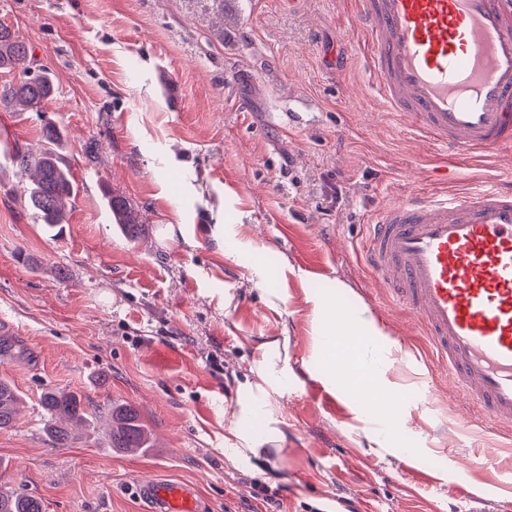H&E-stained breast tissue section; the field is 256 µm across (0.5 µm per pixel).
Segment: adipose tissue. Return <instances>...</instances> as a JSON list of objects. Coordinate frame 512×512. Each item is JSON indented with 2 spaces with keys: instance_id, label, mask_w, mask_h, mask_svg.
Instances as JSON below:
<instances>
[{
  "instance_id": "ef3b65f1",
  "label": "adipose tissue",
  "mask_w": 512,
  "mask_h": 512,
  "mask_svg": "<svg viewBox=\"0 0 512 512\" xmlns=\"http://www.w3.org/2000/svg\"><path fill=\"white\" fill-rule=\"evenodd\" d=\"M310 316L314 333L318 338L319 351L327 359L326 377L335 378V359L338 355L351 357L354 368L349 375L348 383L355 394L373 399L385 397L387 389L382 380L381 367L386 362L387 355L384 350L374 349L373 343L381 340L390 346L394 340L371 312L363 307L340 314L326 299L315 298L311 301ZM340 326L359 336L360 346H351L347 341L338 338L336 329ZM255 369L259 380L257 383L247 384L242 389L239 398L240 409L226 440L232 456L237 458L249 457L259 445L261 436H258L253 426L255 418L260 415L272 417L275 411L273 396L277 392L278 370L263 360L256 363Z\"/></svg>"
}]
</instances>
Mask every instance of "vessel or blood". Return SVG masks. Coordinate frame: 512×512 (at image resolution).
Wrapping results in <instances>:
<instances>
[{
  "label": "vessel or blood",
  "mask_w": 512,
  "mask_h": 512,
  "mask_svg": "<svg viewBox=\"0 0 512 512\" xmlns=\"http://www.w3.org/2000/svg\"><path fill=\"white\" fill-rule=\"evenodd\" d=\"M388 112L453 158L512 147V0H356ZM362 258L424 327L456 393L512 431V185L407 195L367 225ZM150 512H198L189 484L139 482Z\"/></svg>",
  "instance_id": "obj_1"
}]
</instances>
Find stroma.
I'll use <instances>...</instances> for the list:
<instances>
[{
  "label": "stroma",
  "instance_id": "1",
  "mask_svg": "<svg viewBox=\"0 0 512 512\" xmlns=\"http://www.w3.org/2000/svg\"><path fill=\"white\" fill-rule=\"evenodd\" d=\"M0 24L55 87L39 111L0 107V337L15 346L0 378L25 398L0 431L11 487L43 512H144L148 478L195 486L199 512H265L260 484L285 512H512V452L477 447L490 424L451 394L422 328L360 259L383 207L512 182V150L433 180L444 154L387 115L362 54L341 59L353 0H0ZM49 122L78 184L55 228L27 206L12 160L39 152ZM108 193L138 209L137 240ZM340 281L343 306L368 307L396 342L385 377L401 429L360 416L349 386L322 374L309 300ZM263 356L288 365L282 435L236 460L224 437ZM48 389L81 391L98 412L132 405L152 448L115 452L80 428L49 447Z\"/></svg>",
  "mask_w": 512,
  "mask_h": 512
}]
</instances>
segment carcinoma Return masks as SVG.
Instances as JSON below:
<instances>
[{
  "mask_svg": "<svg viewBox=\"0 0 512 512\" xmlns=\"http://www.w3.org/2000/svg\"><path fill=\"white\" fill-rule=\"evenodd\" d=\"M31 49L15 31L0 25V69L19 70L25 78L17 85L0 92V105L13 111L38 110L54 92V83L47 73L29 75ZM43 149L35 154H19L17 163L22 172L30 170L35 177L26 189L27 205L43 224H63V200L76 195L77 184L63 164L57 146L61 132L49 125L43 132ZM106 206L124 234L136 239L144 230L140 216L122 196L108 195ZM20 395L8 381L0 379V430L11 427L18 416ZM45 412L44 434L49 445L65 446L71 442V426L83 425L89 418L85 396L77 391L48 389L41 395ZM108 445L124 452L142 451L152 447L150 435L137 410L129 405H113L108 409ZM0 512H43L39 499L0 486Z\"/></svg>",
  "mask_w": 512,
  "mask_h": 512,
  "instance_id": "obj_1",
  "label": "carcinoma"
}]
</instances>
